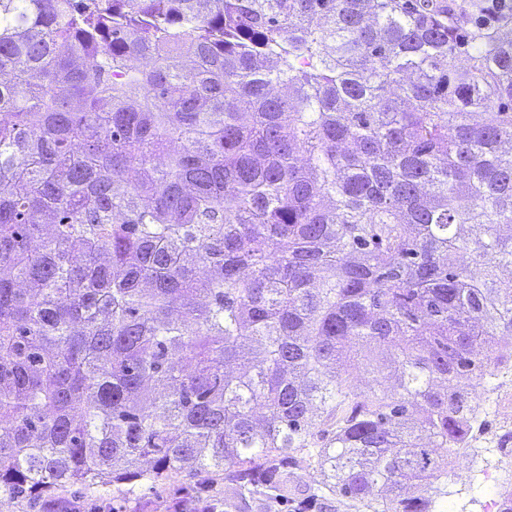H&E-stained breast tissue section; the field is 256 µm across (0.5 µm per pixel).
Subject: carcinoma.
Returning <instances> with one entry per match:
<instances>
[{
	"label": "carcinoma",
	"instance_id": "obj_1",
	"mask_svg": "<svg viewBox=\"0 0 512 512\" xmlns=\"http://www.w3.org/2000/svg\"><path fill=\"white\" fill-rule=\"evenodd\" d=\"M2 75L0 492L443 512L512 336V16L0 0ZM196 480L186 474L156 484L141 480L126 486L128 490L113 500L112 487H98L97 491L90 492L73 488L63 496L70 501L72 510L78 506L80 512H134L141 505L147 506L145 512H175L178 509L183 510L179 512H191L183 504L178 509L176 506L178 502L191 497L189 485H193Z\"/></svg>",
	"mask_w": 512,
	"mask_h": 512
}]
</instances>
